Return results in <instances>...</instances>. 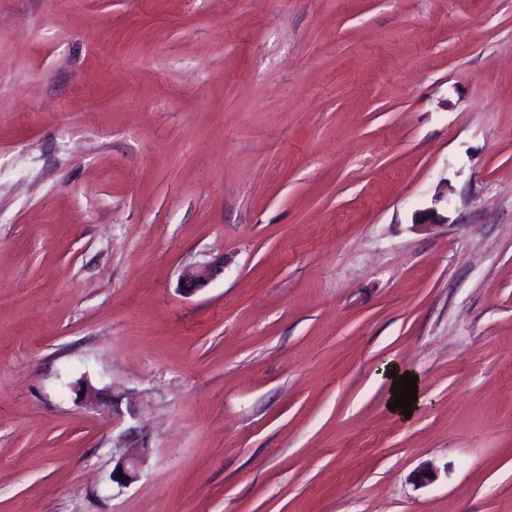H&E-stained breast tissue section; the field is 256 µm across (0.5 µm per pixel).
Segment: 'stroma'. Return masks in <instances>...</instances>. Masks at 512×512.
<instances>
[{
  "label": "stroma",
  "mask_w": 512,
  "mask_h": 512,
  "mask_svg": "<svg viewBox=\"0 0 512 512\" xmlns=\"http://www.w3.org/2000/svg\"><path fill=\"white\" fill-rule=\"evenodd\" d=\"M0 512H512V0H0ZM221 271L223 262L204 263L188 269L182 278V289L185 293H194L207 286ZM128 448H139L137 452H122L116 460L109 477L110 481L121 487L138 481L142 475L143 466L149 454V448L143 441L136 439ZM122 471L123 478H118L117 472Z\"/></svg>",
  "instance_id": "stroma-1"
}]
</instances>
